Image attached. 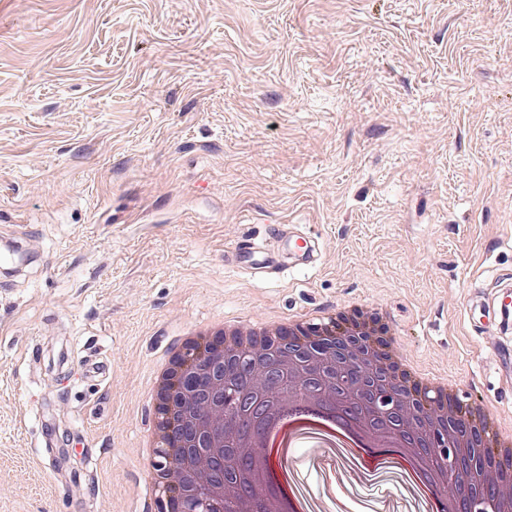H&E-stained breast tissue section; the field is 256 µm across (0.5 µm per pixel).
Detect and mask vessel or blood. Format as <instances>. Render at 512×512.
Returning a JSON list of instances; mask_svg holds the SVG:
<instances>
[{
    "label": "vessel or blood",
    "mask_w": 512,
    "mask_h": 512,
    "mask_svg": "<svg viewBox=\"0 0 512 512\" xmlns=\"http://www.w3.org/2000/svg\"><path fill=\"white\" fill-rule=\"evenodd\" d=\"M271 244L251 241L236 242L224 253V265L231 270H244L261 279L275 278L286 266L311 267L316 249L312 240H303L297 251H289L291 238L284 226L270 231ZM110 368L108 358L93 354L84 357L80 370L83 381L103 382Z\"/></svg>",
    "instance_id": "vessel-or-blood-1"
}]
</instances>
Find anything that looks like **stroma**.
<instances>
[{
	"label": "stroma",
	"mask_w": 512,
	"mask_h": 512,
	"mask_svg": "<svg viewBox=\"0 0 512 512\" xmlns=\"http://www.w3.org/2000/svg\"><path fill=\"white\" fill-rule=\"evenodd\" d=\"M273 224L311 268L225 269ZM7 237L0 512H148L154 366L220 315L385 309L395 355L512 429V0H0ZM298 478L316 512L417 507L396 474ZM110 362L107 357L93 354L84 357L80 370L84 382L102 383L109 372Z\"/></svg>",
	"instance_id": "1"
}]
</instances>
